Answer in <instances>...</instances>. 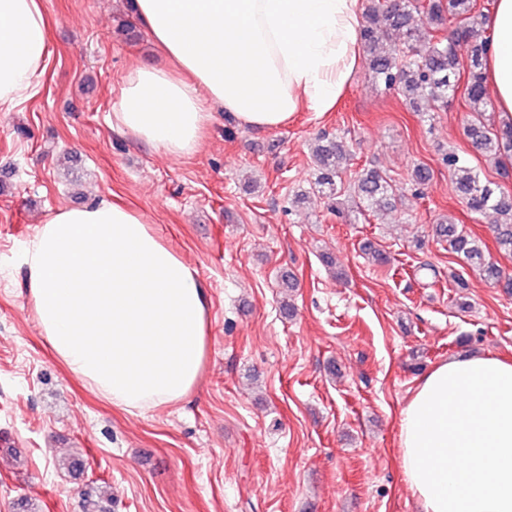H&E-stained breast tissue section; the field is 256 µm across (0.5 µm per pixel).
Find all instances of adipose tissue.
Wrapping results in <instances>:
<instances>
[{"label":"adipose tissue","instance_id":"1","mask_svg":"<svg viewBox=\"0 0 512 512\" xmlns=\"http://www.w3.org/2000/svg\"><path fill=\"white\" fill-rule=\"evenodd\" d=\"M169 60L138 65L117 128L162 152L197 151L214 112L279 128L301 108L332 111L360 61L358 0H133ZM485 84L512 124V0L488 20ZM42 0H0V110L29 97L50 54ZM40 332L70 373L113 405L180 402L210 334L192 269L137 210L109 199L50 210L20 250ZM400 466L420 512H512V358L435 366L400 412ZM463 469L448 467L449 455Z\"/></svg>","mask_w":512,"mask_h":512}]
</instances>
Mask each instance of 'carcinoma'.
Listing matches in <instances>:
<instances>
[{
    "mask_svg": "<svg viewBox=\"0 0 512 512\" xmlns=\"http://www.w3.org/2000/svg\"><path fill=\"white\" fill-rule=\"evenodd\" d=\"M364 0L362 45L369 56L375 81L385 89H396L414 108L424 102L433 109L448 106L459 85L475 114L466 134L472 144L487 158L500 159L512 154V126L494 130L482 120L487 104L484 64L490 38L481 37L478 26L483 14L476 11L474 0ZM426 16L433 29L455 22L452 36L433 40L423 32L421 16ZM466 49V68H461L459 50ZM316 164L313 182L316 192L341 205L351 195L366 211L393 206L396 189L392 180L375 170H368L346 184L342 179L350 160L346 142L340 137H319L312 147ZM458 196L472 211L489 212L495 217L494 232L499 250L512 254V195L485 178L481 171L456 152L443 157ZM431 180V170L416 165L411 171V185L419 191ZM434 235L448 242V252L463 257L481 269L486 279L499 283L502 271L486 259L483 250L470 235L453 223L432 225ZM112 498L101 495L83 498V512H112Z\"/></svg>",
    "mask_w": 512,
    "mask_h": 512,
    "instance_id": "obj_1",
    "label": "carcinoma"
}]
</instances>
